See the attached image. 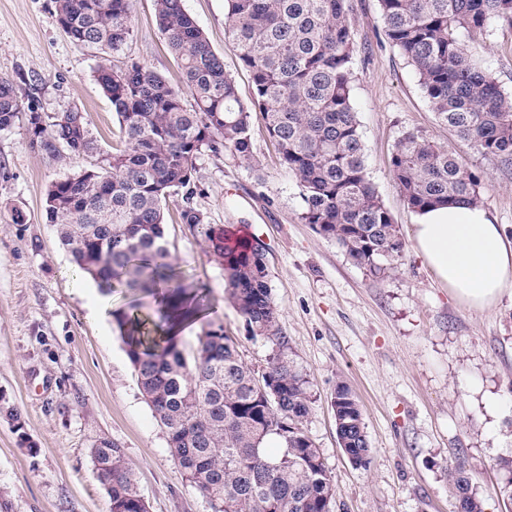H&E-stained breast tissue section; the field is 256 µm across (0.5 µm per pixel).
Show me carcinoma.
<instances>
[{
  "label": "carcinoma",
  "mask_w": 512,
  "mask_h": 512,
  "mask_svg": "<svg viewBox=\"0 0 512 512\" xmlns=\"http://www.w3.org/2000/svg\"><path fill=\"white\" fill-rule=\"evenodd\" d=\"M154 2L180 87L140 62L107 64L131 37V0H52L71 43L101 55L97 80L118 118L119 139L102 164L48 186L46 214L77 271L99 286L146 293L161 287L158 320L122 311L115 321L181 476L211 512H333L336 482L306 431L311 395L285 353L263 244L232 241L212 227L200 231L222 261L229 300L248 331L276 346L267 375L242 359L221 324L204 326L190 353L179 338L157 331L185 308L188 294L166 246L167 200L190 185L204 153L252 157L254 111L298 181L301 219L368 275L384 279L398 271L405 242L370 180L352 105L356 45L346 0H225L228 38L252 78L248 104L183 0ZM379 3L387 39L417 70L438 121L482 154L512 165V98L461 39L495 20L512 22V0ZM25 84L20 73L0 76V131L21 119L32 146L47 155L96 152L86 119L71 127L43 117ZM391 174L415 212L461 199L480 205L478 176L422 134L399 139ZM334 406L337 437L369 467L372 448L348 386H336ZM271 437L282 442L274 455L265 448ZM89 455L109 512H148L122 448L103 438ZM497 466L504 476L498 493L512 502V459L500 458ZM448 485L462 496L463 512H484L463 463L448 468Z\"/></svg>",
  "instance_id": "obj_1"
}]
</instances>
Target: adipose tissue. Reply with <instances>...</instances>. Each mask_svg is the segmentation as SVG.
<instances>
[{
	"mask_svg": "<svg viewBox=\"0 0 512 512\" xmlns=\"http://www.w3.org/2000/svg\"><path fill=\"white\" fill-rule=\"evenodd\" d=\"M410 238L436 280L468 309L512 296V236L483 208L463 203L421 213Z\"/></svg>",
	"mask_w": 512,
	"mask_h": 512,
	"instance_id": "1",
	"label": "adipose tissue"
}]
</instances>
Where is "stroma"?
<instances>
[{"label": "stroma", "instance_id": "1", "mask_svg": "<svg viewBox=\"0 0 512 512\" xmlns=\"http://www.w3.org/2000/svg\"><path fill=\"white\" fill-rule=\"evenodd\" d=\"M356 53L352 102L370 177L401 234L419 215L404 203L391 157L406 132L448 147L479 177L482 207L512 235V168L483 155L441 125L412 65L387 39L379 0H347ZM223 58L242 101L250 76L224 31V0H183ZM125 56L172 85L180 70L162 38L154 0H131ZM478 50L512 94V23L492 22ZM96 51L75 47L58 27L51 0H0V76L40 86L43 113L84 111L102 152L119 124L97 81ZM252 161L204 154L190 200L166 205V241L189 284L204 287L205 321L222 324L243 360L264 372L273 346L251 336L227 298L224 270L197 226L242 229L266 249L269 284L287 354L312 399L306 430L336 479L333 512H454L448 467L464 460L485 512H506L496 495L501 457L512 456V298L490 312L455 300L406 246L398 272L373 278L335 241L301 219L296 177L281 164L260 115L252 117ZM53 158L22 126L0 131V512H109L89 450L106 438L123 448L149 512H211L185 482L164 427L144 400L115 322L92 318L97 284L76 280L56 224L46 218L51 182L93 165ZM346 384L373 449L352 466L336 435L332 397ZM18 410L13 427L5 409Z\"/></svg>", "mask_w": 512, "mask_h": 512}]
</instances>
